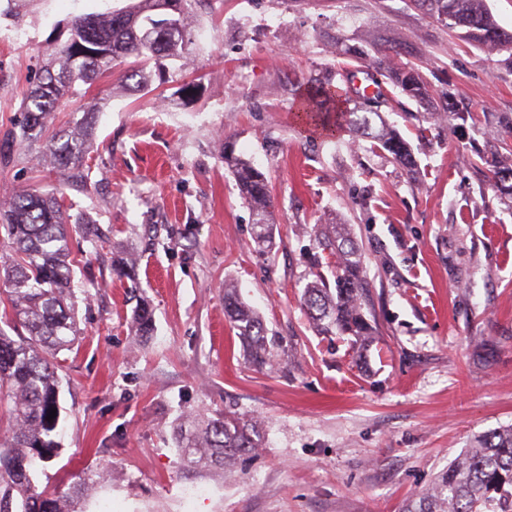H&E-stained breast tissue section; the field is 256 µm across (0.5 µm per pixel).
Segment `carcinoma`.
<instances>
[{
    "instance_id": "obj_1",
    "label": "carcinoma",
    "mask_w": 512,
    "mask_h": 512,
    "mask_svg": "<svg viewBox=\"0 0 512 512\" xmlns=\"http://www.w3.org/2000/svg\"><path fill=\"white\" fill-rule=\"evenodd\" d=\"M435 20L466 43L508 54L512 60V34L503 31L487 9L485 0H418ZM191 0H130L117 10L75 16L66 41L51 49L50 61L38 84L21 99L20 134L0 140V163H8L16 144L39 143V153L56 170L59 186L50 192L24 189L0 201V245L8 258L0 263V282L7 288V307L0 327V512H80L88 498L98 493V482L88 474L63 489H39L32 473L58 454L55 440L61 412V379L57 355L69 349L80 329L75 318L74 280L78 261L72 257V234L94 240L104 231L64 215L67 209L61 187L87 186L93 167L86 155L95 136L96 117L86 111L71 129L41 138L46 119L65 99L81 93L121 64L127 68L120 81H134L136 91L151 89L145 73L154 65L163 77L166 62L184 66L196 34L190 22ZM394 47L372 56L350 53V62L336 69V84L307 85L299 92V120L332 138L348 135L371 153L383 155L408 175L417 160L405 139L385 119L384 107L398 92L423 109L421 121H467L463 112L431 111V89L421 66L392 62ZM367 72L374 92L354 99L342 84L351 82L354 70ZM496 132L512 155V112H501ZM503 204L512 209V161L501 154L479 155ZM224 164L231 168L239 192L251 207L255 239L270 241L273 232L272 200L266 172L235 152L224 140ZM318 245L332 251L336 264L330 275L314 273L305 286L303 303L317 332L366 345L372 326L364 313L366 288L361 251L348 224H317ZM224 310L252 364L271 362L261 319L243 302L233 287L224 289ZM142 336L154 330L151 309L143 304L133 316ZM26 335L10 336L7 330ZM259 433L233 412L200 422L190 416L175 433V447L183 462L195 467L202 461L226 465L258 447ZM403 512H512V428L482 436L479 444L455 459L435 478L431 487L408 500Z\"/></svg>"
}]
</instances>
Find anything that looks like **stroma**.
<instances>
[{
	"label": "stroma",
	"instance_id": "35a3bbf8",
	"mask_svg": "<svg viewBox=\"0 0 512 512\" xmlns=\"http://www.w3.org/2000/svg\"><path fill=\"white\" fill-rule=\"evenodd\" d=\"M125 5L0 0V135L71 19ZM193 24L208 39L153 92L104 78L49 120L97 110L95 183L66 197L110 236L79 244L83 335L58 355L61 452L35 482L91 472L111 512H402L479 436L512 426V212L470 162L495 139L443 122L419 139L416 104L397 96L389 119L417 158L410 178L302 128L297 92L335 82L330 47L394 39L396 62H427L433 106L449 92L460 112H512V63L453 38L416 0H197ZM226 137L268 173L267 248L224 164ZM56 183L33 145L0 165V196ZM332 218L352 226L367 271L376 338L363 351L319 335L300 303L313 260H333L311 228ZM127 258L138 298L112 272ZM228 283L260 316L271 365L248 362ZM142 300L148 339L132 326ZM226 410L259 423L262 447L224 475L184 466L175 423Z\"/></svg>",
	"mask_w": 512,
	"mask_h": 512
}]
</instances>
